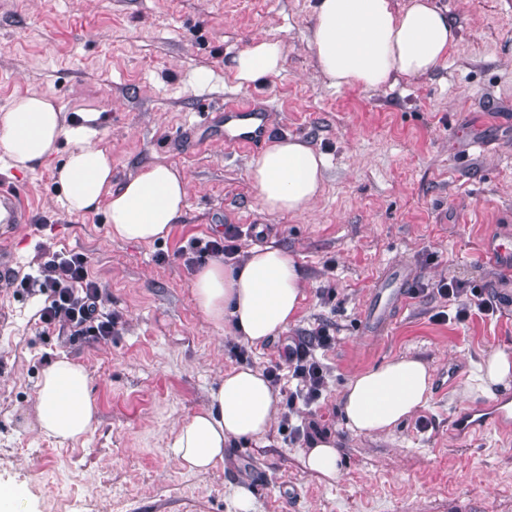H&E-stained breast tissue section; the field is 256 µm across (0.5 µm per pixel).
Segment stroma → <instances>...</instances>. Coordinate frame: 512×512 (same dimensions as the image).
<instances>
[{"label": "stroma", "instance_id": "1", "mask_svg": "<svg viewBox=\"0 0 512 512\" xmlns=\"http://www.w3.org/2000/svg\"><path fill=\"white\" fill-rule=\"evenodd\" d=\"M461 38L431 76L378 91L339 90L318 76L307 46L315 0H0V120L29 91L66 119L98 115L112 150V181L163 162L189 181L187 207L164 239H112L105 212L62 207L58 158L18 173L0 152V185L28 196L30 219L0 226V485L16 512H512V438L497 427L463 437L461 404L486 354L512 352V276L485 257L512 227V0H435ZM257 36L281 40L280 74L241 88L226 59ZM208 81L198 82V73ZM269 106L271 138L296 137L324 155L313 209L260 212L248 169L255 153L224 149V103ZM239 226L241 252L278 247L307 282L288 329L260 345L207 321L191 281L204 245ZM79 252L102 288L118 333L95 343L46 328L44 295L25 282L49 254ZM411 266L412 294L385 327L368 332L374 279ZM484 290L494 313L438 319L435 287ZM327 326L317 350L327 384L259 438L233 443L206 472L181 467L174 431L209 405L225 371L279 363L275 390L297 381L294 339ZM409 356L432 374L426 403L390 433L358 434L340 412L355 374ZM68 358L86 366L98 424L76 441L25 428L41 373ZM315 424L336 440L338 477L304 464L310 444L292 429Z\"/></svg>", "mask_w": 512, "mask_h": 512}]
</instances>
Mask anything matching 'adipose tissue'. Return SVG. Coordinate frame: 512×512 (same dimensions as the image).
I'll return each mask as SVG.
<instances>
[{
	"label": "adipose tissue",
	"mask_w": 512,
	"mask_h": 512,
	"mask_svg": "<svg viewBox=\"0 0 512 512\" xmlns=\"http://www.w3.org/2000/svg\"><path fill=\"white\" fill-rule=\"evenodd\" d=\"M460 29L434 0H316L308 47L329 86L376 90L398 78H426L447 59ZM282 41L257 37L230 57L239 86L254 87L280 74ZM86 112L66 122L55 102L36 91L14 98L0 121V151L26 172L61 155L55 171L63 206L71 213L104 210L113 239L151 243L165 238L184 213L188 185L174 167L150 162L112 183V151ZM326 161L297 138L273 140L251 164L248 179L259 208L276 215L308 212L322 194ZM194 300L215 326L232 325L245 341L261 344L286 331L304 297L296 261L273 247L250 250L231 267L215 257L192 280ZM92 379L80 363L60 359L43 372L33 406L35 430L60 441L85 436L98 422ZM431 374L420 360L399 357L350 378L341 394L346 426L362 434L390 432L427 399ZM279 399L263 373H225L210 404L174 435L181 466L207 470L236 440L262 435L274 422Z\"/></svg>",
	"instance_id": "adipose-tissue-1"
}]
</instances>
